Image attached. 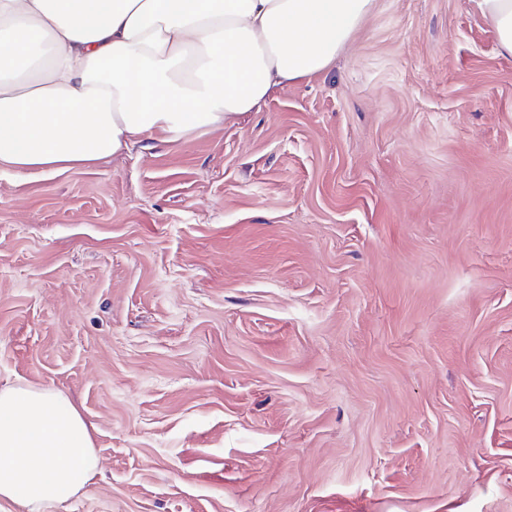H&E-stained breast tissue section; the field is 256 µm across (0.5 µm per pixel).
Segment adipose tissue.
<instances>
[{"label":"adipose tissue","instance_id":"ef3b65f1","mask_svg":"<svg viewBox=\"0 0 512 512\" xmlns=\"http://www.w3.org/2000/svg\"><path fill=\"white\" fill-rule=\"evenodd\" d=\"M375 0H0V170L88 165L176 142L328 69ZM512 56V0H477ZM100 473L62 393L0 385V500L73 499Z\"/></svg>","mask_w":512,"mask_h":512}]
</instances>
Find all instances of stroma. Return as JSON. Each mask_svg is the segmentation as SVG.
<instances>
[{
  "instance_id": "35a3bbf8",
  "label": "stroma",
  "mask_w": 512,
  "mask_h": 512,
  "mask_svg": "<svg viewBox=\"0 0 512 512\" xmlns=\"http://www.w3.org/2000/svg\"><path fill=\"white\" fill-rule=\"evenodd\" d=\"M100 474L48 512H512V57L376 0L216 130L0 173V382Z\"/></svg>"
}]
</instances>
